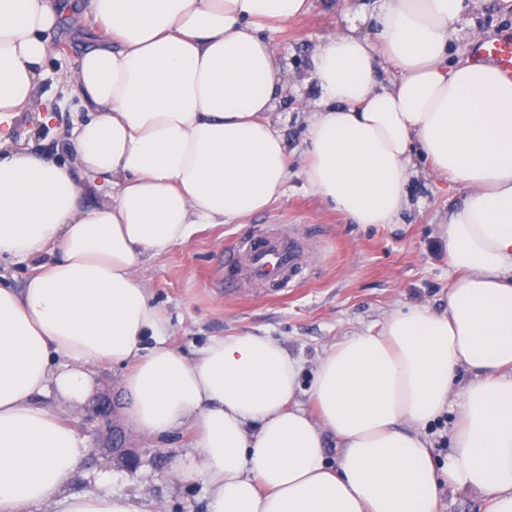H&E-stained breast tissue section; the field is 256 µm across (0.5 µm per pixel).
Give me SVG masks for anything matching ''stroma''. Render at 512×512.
<instances>
[{
	"instance_id": "1",
	"label": "stroma",
	"mask_w": 512,
	"mask_h": 512,
	"mask_svg": "<svg viewBox=\"0 0 512 512\" xmlns=\"http://www.w3.org/2000/svg\"><path fill=\"white\" fill-rule=\"evenodd\" d=\"M375 6V0H314L310 13L269 35L278 64L290 76L287 97L276 110L289 155L284 196L243 223L205 224L188 242L144 256L141 273L163 316V333L184 354L196 356L213 336H269L301 361V387L307 391L320 356L332 342L380 333L388 315L399 309L446 305L459 273L447 258L438 226L459 203V185L418 168L399 224L362 225L329 209L304 175L308 105L318 98L308 80L314 47L323 36L344 28L346 13H369ZM508 32L512 12L501 13L497 0H481L455 24L449 43L460 60H472L479 42L495 41ZM48 38L53 55L71 60L95 35L73 27L65 17ZM75 110L72 104L56 109L47 125L39 122L37 113H25L15 138L31 152L56 156L57 134L72 127ZM257 228L274 234L287 231L306 244L301 276L285 288L245 279L236 291H225V251ZM121 374L118 367L90 368L94 393L75 410L52 394L39 399L90 448L66 492L123 495L163 512H206L205 478L181 480L174 474L189 447L190 433L176 431L158 439L128 428L121 417L126 403ZM117 446L137 452V468H128L114 454Z\"/></svg>"
}]
</instances>
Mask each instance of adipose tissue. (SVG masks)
I'll list each match as a JSON object with an SVG mask.
<instances>
[{
  "label": "adipose tissue",
  "instance_id": "adipose-tissue-1",
  "mask_svg": "<svg viewBox=\"0 0 512 512\" xmlns=\"http://www.w3.org/2000/svg\"><path fill=\"white\" fill-rule=\"evenodd\" d=\"M477 2L378 0L315 48L305 176L326 205L398 223L420 160L464 196L439 226L460 272L446 307L400 309L379 334L329 345L311 413L279 341L216 336L187 357L139 275L143 255L197 225L284 195L273 114L288 75L263 32L311 0H82L101 36L55 67L45 35L66 4L0 0V261L32 265L24 287L0 281V512H142L128 497L65 494L88 448L36 403L52 391L79 407L101 365L125 369L129 427L193 432L175 473L206 478L208 512H437L444 478L512 512V80L448 61V32ZM49 76L85 110L60 136L69 163L12 137L23 113L51 111ZM90 186L104 198L86 207ZM464 366L479 378L462 386ZM451 409L438 467L425 430Z\"/></svg>",
  "mask_w": 512,
  "mask_h": 512
}]
</instances>
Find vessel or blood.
Returning <instances> with one entry per match:
<instances>
[{"mask_svg":"<svg viewBox=\"0 0 512 512\" xmlns=\"http://www.w3.org/2000/svg\"><path fill=\"white\" fill-rule=\"evenodd\" d=\"M499 70L512 78V36H505L482 50ZM305 253L291 235L252 233L240 239L224 255V282L236 283L240 274L251 279L281 286L298 274L303 266Z\"/></svg>","mask_w":512,"mask_h":512,"instance_id":"obj_1","label":"vessel or blood"}]
</instances>
